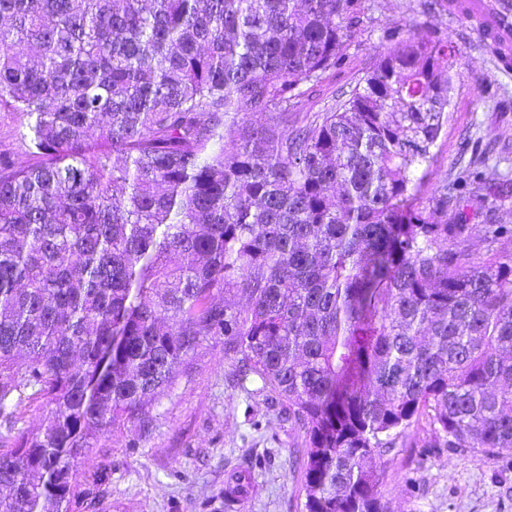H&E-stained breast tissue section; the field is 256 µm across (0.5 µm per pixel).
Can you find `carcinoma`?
Masks as SVG:
<instances>
[{"label": "carcinoma", "instance_id": "1", "mask_svg": "<svg viewBox=\"0 0 512 512\" xmlns=\"http://www.w3.org/2000/svg\"><path fill=\"white\" fill-rule=\"evenodd\" d=\"M362 0H0V512H70L81 459L203 343L288 408L304 512H386L376 461L427 420L444 446L512 457L511 224L470 167L417 206L456 51L398 28L348 97ZM263 122L252 124L251 117ZM93 386L91 399L85 389ZM28 120L17 112H0V154L33 161L27 155L23 132ZM21 419L16 424L17 428H25L27 430L37 431L45 424V408L41 402H36L30 406L22 408Z\"/></svg>", "mask_w": 512, "mask_h": 512}]
</instances>
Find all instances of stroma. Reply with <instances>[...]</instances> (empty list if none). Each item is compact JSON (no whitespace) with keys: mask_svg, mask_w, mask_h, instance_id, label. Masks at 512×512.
<instances>
[{"mask_svg":"<svg viewBox=\"0 0 512 512\" xmlns=\"http://www.w3.org/2000/svg\"><path fill=\"white\" fill-rule=\"evenodd\" d=\"M424 0H364L346 64L326 74L297 111H324L351 91L387 49V28L447 36L457 51L448 123L433 149L417 196L430 208L435 186L480 159L491 185L512 191V71L473 21L433 12ZM234 362L217 338L200 347L171 387L146 406L147 423L124 419L99 437L80 463L71 512H302V435L279 397L249 376L237 383ZM417 447L381 458L387 512H512V460L432 447L428 426Z\"/></svg>","mask_w":512,"mask_h":512,"instance_id":"1","label":"stroma"}]
</instances>
